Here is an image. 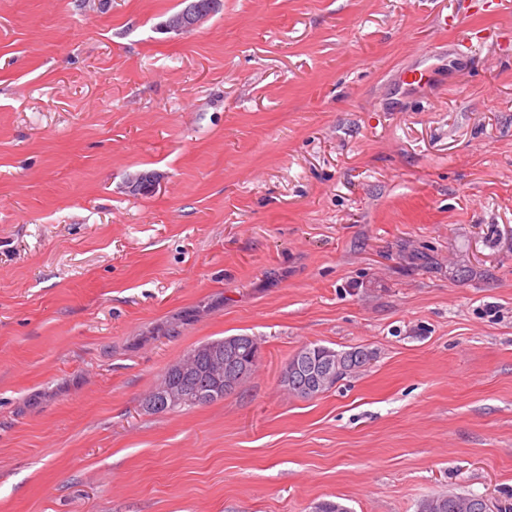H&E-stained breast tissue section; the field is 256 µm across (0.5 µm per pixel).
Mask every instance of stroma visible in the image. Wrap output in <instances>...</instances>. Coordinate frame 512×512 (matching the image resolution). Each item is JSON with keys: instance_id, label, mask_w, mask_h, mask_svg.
<instances>
[{"instance_id": "35a3bbf8", "label": "stroma", "mask_w": 512, "mask_h": 512, "mask_svg": "<svg viewBox=\"0 0 512 512\" xmlns=\"http://www.w3.org/2000/svg\"><path fill=\"white\" fill-rule=\"evenodd\" d=\"M181 2L0 0V512L512 500V0L163 30ZM462 27L479 52L398 83ZM235 335L240 388L145 412ZM306 344L371 359L296 398ZM208 354L206 351L203 352L201 359L197 367L186 374H182L191 369L197 361V352H189L182 360L181 364L177 369L181 372L170 376V384L173 386H193L200 390H204L206 385L209 383L206 375V366L208 363Z\"/></svg>"}]
</instances>
